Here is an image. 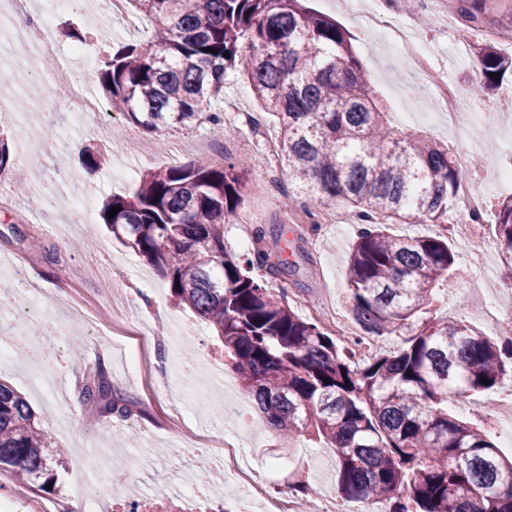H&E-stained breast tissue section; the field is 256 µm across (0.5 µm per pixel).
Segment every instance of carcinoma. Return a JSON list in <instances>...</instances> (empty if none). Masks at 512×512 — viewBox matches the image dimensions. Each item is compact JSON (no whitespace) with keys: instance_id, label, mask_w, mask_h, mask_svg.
Listing matches in <instances>:
<instances>
[{"instance_id":"1","label":"carcinoma","mask_w":512,"mask_h":512,"mask_svg":"<svg viewBox=\"0 0 512 512\" xmlns=\"http://www.w3.org/2000/svg\"><path fill=\"white\" fill-rule=\"evenodd\" d=\"M306 2L127 0L153 22V37L112 47L103 88L128 122L161 132L201 116L224 125L213 107L224 102V77H245L277 119L291 201L341 202L362 225L346 267L355 323L372 338L411 331L402 345L356 363L292 309L285 290L275 294L251 275L284 268L262 249L240 254L224 242L245 182L230 157L148 172L132 194L105 202L104 224L168 280L178 304L209 323L279 437L308 434L334 448L343 500L378 502L383 512H512V457L447 411L448 394L486 391L512 373V339L498 346L461 321L421 320L434 289L452 286L448 213L465 171L448 146L391 125L351 34ZM478 57L470 93L481 97L496 84L491 74L512 70V58L490 45ZM390 223L439 231L394 236ZM493 234L512 281V201L500 204ZM82 399L102 416L130 413L101 366ZM65 454L22 393L0 381V473L44 491Z\"/></svg>"}]
</instances>
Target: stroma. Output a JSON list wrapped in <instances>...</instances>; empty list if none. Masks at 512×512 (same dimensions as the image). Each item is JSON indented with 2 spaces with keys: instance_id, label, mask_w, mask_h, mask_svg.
<instances>
[{
  "instance_id": "stroma-1",
  "label": "stroma",
  "mask_w": 512,
  "mask_h": 512,
  "mask_svg": "<svg viewBox=\"0 0 512 512\" xmlns=\"http://www.w3.org/2000/svg\"><path fill=\"white\" fill-rule=\"evenodd\" d=\"M382 20L398 19L411 26L425 40L433 53L435 67L446 72L449 82L468 86L478 66L469 44L486 41L499 52L512 55V0H484L474 23H466L457 10L455 0L448 4V22L423 25L422 17L431 11L421 0L417 11L405 9L402 0H376ZM310 7L335 18L353 36L360 61L373 81L377 94L385 99L391 112L413 106L420 119L409 128L420 131L448 145L451 152L465 151L470 156H486L482 171L473 176L472 184L485 199L484 222L496 221V205L512 199V184L496 180V168L512 159V127L498 126L500 113H512V78H504L489 98L468 97L470 124L460 135L453 136L432 128L426 115L432 105L423 88L421 77L399 60L394 50L379 44L374 35L363 29L351 14L337 9L336 0H309ZM72 28L75 38L62 36L64 28ZM153 25L148 18L125 16L118 23L109 22L104 14L89 9L86 0H74L72 6L57 14L51 34L61 56H68L76 46L93 50L84 76L91 92L104 98L100 74L114 43L148 40ZM44 103L34 122L19 127L15 116L0 112V135L7 138L12 152H19L21 141L30 136L40 141L42 149L25 168H12L0 175V258L16 261L25 271L23 279L13 281L10 292L0 296V379L13 384L33 407L37 421L56 442L69 450L65 468L46 498L73 508V488L82 481L93 482L99 469L120 471L122 482L108 484L101 490L103 499L116 492L143 494L175 492L187 486L208 490L209 480L202 471L208 460L204 450L185 447L180 435L171 430L166 417L173 410L186 414L193 426L208 442L223 441L225 436L240 433L246 460L257 480L265 483L273 495H292V483L307 485L311 494L338 501L336 456L322 441L296 438L294 447L281 467L272 462L279 454L281 439L258 420L251 397L231 367H224L221 381L213 383L208 393L197 392L184 373L186 361L204 367L220 354L221 344L207 324L201 323L190 309L176 304L164 278H157L155 288L142 285L138 274L151 273L152 268L133 249L114 239L100 217L104 201L111 196H124L135 190L138 178L145 171L170 165L194 162L222 163L232 157L247 172L243 210L249 211L256 227L280 235L281 260L295 263L294 285L282 286L270 280V288H286L288 302L303 318H311L315 308L332 301L341 317H348L345 302L347 253L356 235L352 223L295 224L282 211L280 200L290 184L287 173L277 181L264 179L262 136H277V124L261 107L249 83L241 76L227 77L224 100L230 108L224 113L223 128H214L204 120L166 132L150 133L112 110H105L108 128L120 129L132 148L110 146L104 134L75 121V105L63 87L43 88ZM262 115L259 130L245 126L244 115ZM109 149L106 163L93 175H86L79 162L85 150ZM68 156L70 172L81 183L86 208L65 209L60 219L70 224L69 235H47L40 226V196L60 195L66 190L57 174L58 159ZM129 164L136 177L128 183H113V168ZM448 241L457 254L458 269L472 267L474 272L489 268L496 282H503L504 268L494 237L487 236L462 243L456 234ZM96 262L110 279L112 290L125 304L143 317L160 321L166 328L164 351L166 361L160 377L147 382L130 376L128 360L131 348L140 339L112 331L103 326L94 333L83 332L78 322L68 319L63 301L72 300L95 310L107 306L109 299L101 295L96 280L87 278L84 269ZM43 300V311L37 321L42 329L40 361L51 369L50 380L56 391L67 396L72 422L60 430L59 412L52 397L36 390L26 376L30 364L22 355L23 347L16 341L23 328L32 295ZM476 295L478 304L464 305L463 299ZM491 297L489 289H471L457 282L453 289H438L431 309L441 320H465L477 330H485L481 311ZM104 363L112 384L131 402L132 414L127 419H106L98 416L79 400L91 361ZM506 395L500 388L468 396L463 407L449 406L450 415L462 420L485 418L490 440L511 455L501 437V417L492 409Z\"/></svg>"
}]
</instances>
